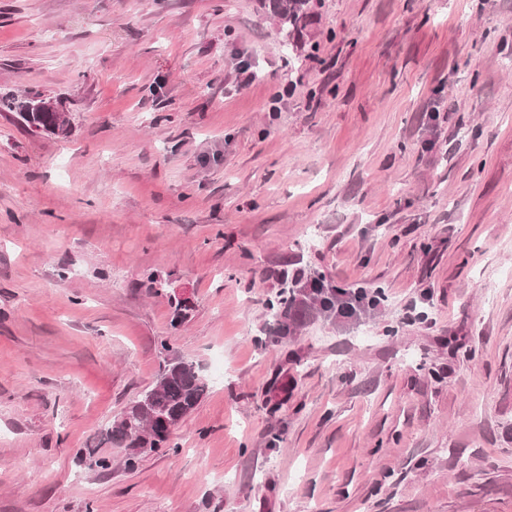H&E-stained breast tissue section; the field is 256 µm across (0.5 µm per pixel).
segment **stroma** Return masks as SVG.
<instances>
[{
    "label": "stroma",
    "mask_w": 512,
    "mask_h": 512,
    "mask_svg": "<svg viewBox=\"0 0 512 512\" xmlns=\"http://www.w3.org/2000/svg\"><path fill=\"white\" fill-rule=\"evenodd\" d=\"M305 39L0 0V92L69 124L0 113V512H512V0H321ZM286 272L380 301L283 338ZM165 341L209 389L130 470L100 432ZM42 96L41 94L26 95L24 98H18L12 93L3 94L0 97V111L12 112L16 111L18 117L28 128H41L42 131L50 133H63L66 131L67 124L62 123L67 120V113L63 109L54 103L53 101L43 99L37 103L38 109L51 110L52 112H34L31 110V104L35 98ZM32 97V98H31ZM61 125H57L56 116ZM296 297H295V290H282L279 293H277V296L275 300H269L267 303V309L270 313V315L273 318L283 319V323L281 324L282 332H283V338L288 337V318L291 315L292 310L298 308L296 306Z\"/></svg>",
    "instance_id": "1"
}]
</instances>
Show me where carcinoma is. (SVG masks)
<instances>
[{"mask_svg": "<svg viewBox=\"0 0 512 512\" xmlns=\"http://www.w3.org/2000/svg\"><path fill=\"white\" fill-rule=\"evenodd\" d=\"M262 8L276 21L278 29L285 32L284 39L297 40L311 16V0H261ZM37 95L19 98L12 93L0 96V110L15 111L29 128L45 132L66 131V124H57L53 112H34L31 104ZM310 303L320 311L334 309L335 298L330 288L311 291ZM296 308L295 290H282L267 303L270 315L283 319V337H288V318ZM167 352L162 369L155 383L144 390L123 413L109 423L106 437L131 449L125 467L135 466L139 455L152 452L172 443L173 428L188 416L200 403L208 386L196 367L172 353L169 343H163Z\"/></svg>", "mask_w": 512, "mask_h": 512, "instance_id": "1", "label": "carcinoma"}]
</instances>
